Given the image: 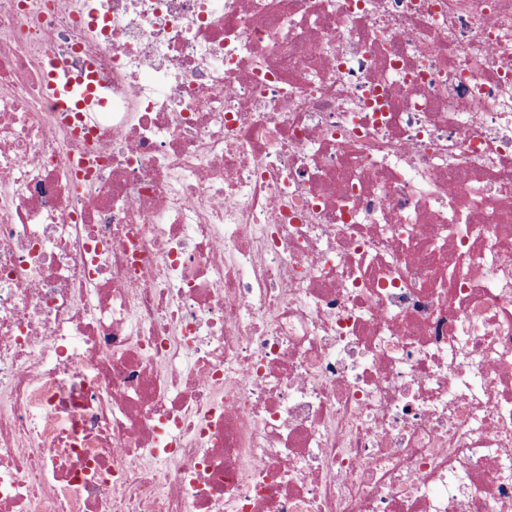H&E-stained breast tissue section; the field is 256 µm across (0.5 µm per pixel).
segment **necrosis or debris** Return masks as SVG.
Masks as SVG:
<instances>
[{"label": "necrosis or debris", "instance_id": "1", "mask_svg": "<svg viewBox=\"0 0 512 512\" xmlns=\"http://www.w3.org/2000/svg\"><path fill=\"white\" fill-rule=\"evenodd\" d=\"M0 394V512H512V0H0ZM48 99L56 112H80L84 102L100 97L99 83L93 73L75 76L64 65L50 60L44 70ZM93 81H97L94 83Z\"/></svg>", "mask_w": 512, "mask_h": 512}]
</instances>
